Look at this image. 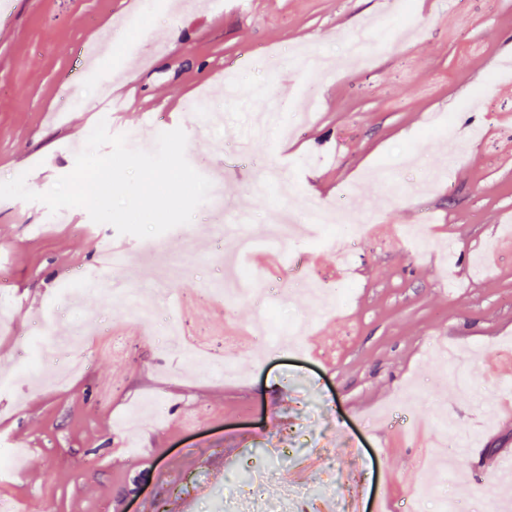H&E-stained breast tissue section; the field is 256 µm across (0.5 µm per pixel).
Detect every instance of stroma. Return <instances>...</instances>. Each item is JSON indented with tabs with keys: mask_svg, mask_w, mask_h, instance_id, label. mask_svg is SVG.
Returning a JSON list of instances; mask_svg holds the SVG:
<instances>
[{
	"mask_svg": "<svg viewBox=\"0 0 512 512\" xmlns=\"http://www.w3.org/2000/svg\"><path fill=\"white\" fill-rule=\"evenodd\" d=\"M0 34V181L25 175L35 192L70 173L100 120L111 117L96 89L137 85L122 117L130 147L154 150L146 110L158 126L174 115L195 170H223V199L246 205L264 238L271 202L296 212L344 201L377 209L380 227L347 255L302 243L295 224L262 270L276 283L284 319L305 330L303 350L263 345L252 332L259 305L227 307L212 295L219 265L209 213L195 212L192 238L169 232L160 246L81 207L57 223L40 202L0 199V444L23 451L0 499L22 512H212L241 473L272 468L255 507L285 487L310 483L312 512H485L507 508L493 464L512 454V78L486 86L512 59V0H414L410 39L397 36L398 0H246L241 10L178 11L159 0L143 21L141 0H6ZM120 29L135 38L99 59L81 50ZM366 31L365 52L340 66L349 37ZM333 61L313 78L295 48ZM206 95L222 130L192 126ZM292 102V138L253 140L260 100ZM452 117L451 136L428 123ZM275 168L287 197L274 199ZM426 223L415 247L398 234L409 215ZM188 271L154 301L176 313L185 336L217 361L227 382L164 352V322L126 315L103 290L117 269L132 285L157 276L155 250ZM352 281L347 304L317 307L305 288ZM100 320L101 335L59 343L53 366L82 358L66 388L42 389L31 342L46 320ZM451 426L448 449L461 477L441 485L430 452L437 408Z\"/></svg>",
	"mask_w": 512,
	"mask_h": 512,
	"instance_id": "1",
	"label": "stroma"
}]
</instances>
